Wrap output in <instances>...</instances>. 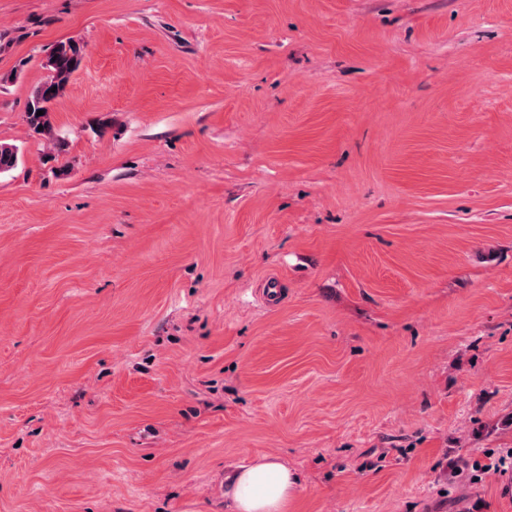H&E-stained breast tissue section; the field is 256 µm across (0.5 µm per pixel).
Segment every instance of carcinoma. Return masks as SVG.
Listing matches in <instances>:
<instances>
[{
    "instance_id": "cac0c4a2",
    "label": "carcinoma",
    "mask_w": 512,
    "mask_h": 512,
    "mask_svg": "<svg viewBox=\"0 0 512 512\" xmlns=\"http://www.w3.org/2000/svg\"><path fill=\"white\" fill-rule=\"evenodd\" d=\"M83 58V46L79 42L68 39L57 43L43 64L49 75L34 87L24 112V121L29 130L48 141L57 156L66 153L67 141L55 127L54 106L66 93L74 74L81 67ZM39 110L44 111V114H37ZM18 162V147L10 143H0V174L12 171Z\"/></svg>"
}]
</instances>
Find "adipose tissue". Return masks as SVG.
Here are the masks:
<instances>
[{
  "label": "adipose tissue",
  "mask_w": 512,
  "mask_h": 512,
  "mask_svg": "<svg viewBox=\"0 0 512 512\" xmlns=\"http://www.w3.org/2000/svg\"><path fill=\"white\" fill-rule=\"evenodd\" d=\"M236 512H288L298 480L276 457L239 466L230 476Z\"/></svg>",
  "instance_id": "adipose-tissue-1"
}]
</instances>
